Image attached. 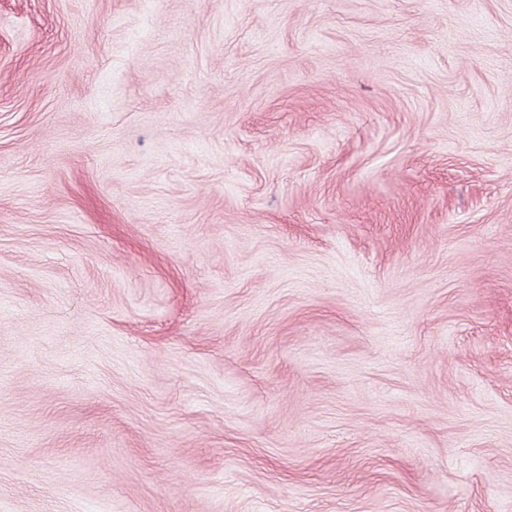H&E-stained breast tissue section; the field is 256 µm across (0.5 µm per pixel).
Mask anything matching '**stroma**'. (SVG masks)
I'll use <instances>...</instances> for the list:
<instances>
[{"label": "stroma", "instance_id": "obj_1", "mask_svg": "<svg viewBox=\"0 0 512 512\" xmlns=\"http://www.w3.org/2000/svg\"><path fill=\"white\" fill-rule=\"evenodd\" d=\"M0 512H512V0H0Z\"/></svg>", "mask_w": 512, "mask_h": 512}]
</instances>
